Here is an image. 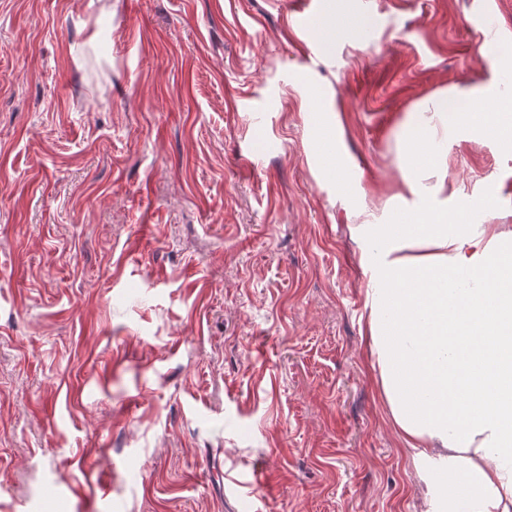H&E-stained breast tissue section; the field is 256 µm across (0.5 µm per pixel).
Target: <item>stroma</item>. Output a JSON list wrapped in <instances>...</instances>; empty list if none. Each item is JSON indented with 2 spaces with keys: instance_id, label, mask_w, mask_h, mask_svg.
Returning <instances> with one entry per match:
<instances>
[{
  "instance_id": "35a3bbf8",
  "label": "stroma",
  "mask_w": 512,
  "mask_h": 512,
  "mask_svg": "<svg viewBox=\"0 0 512 512\" xmlns=\"http://www.w3.org/2000/svg\"><path fill=\"white\" fill-rule=\"evenodd\" d=\"M487 34L512 0H0V512H423L351 227L424 207L399 144ZM438 137L434 203L512 225L506 137Z\"/></svg>"
}]
</instances>
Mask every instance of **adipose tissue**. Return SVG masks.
Listing matches in <instances>:
<instances>
[{"label":"adipose tissue","mask_w":512,"mask_h":512,"mask_svg":"<svg viewBox=\"0 0 512 512\" xmlns=\"http://www.w3.org/2000/svg\"><path fill=\"white\" fill-rule=\"evenodd\" d=\"M420 123L404 142L443 190L446 165ZM368 313L364 339L394 428L425 485L426 512H512V225L426 208L397 224L357 225ZM476 336L483 367L454 356Z\"/></svg>","instance_id":"1"}]
</instances>
